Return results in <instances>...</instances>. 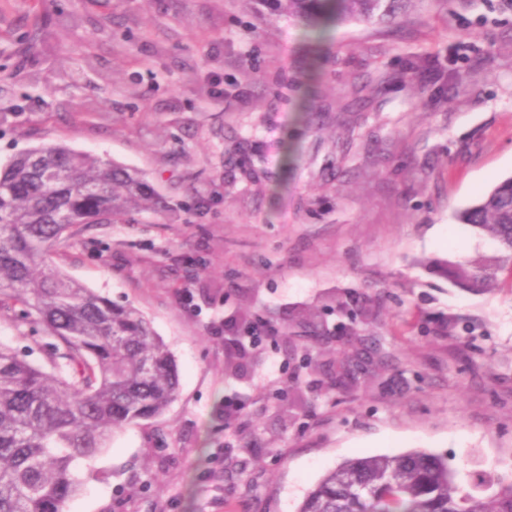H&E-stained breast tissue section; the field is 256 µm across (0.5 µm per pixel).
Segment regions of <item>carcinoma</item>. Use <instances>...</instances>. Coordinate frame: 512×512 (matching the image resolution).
<instances>
[{"instance_id": "carcinoma-1", "label": "carcinoma", "mask_w": 512, "mask_h": 512, "mask_svg": "<svg viewBox=\"0 0 512 512\" xmlns=\"http://www.w3.org/2000/svg\"><path fill=\"white\" fill-rule=\"evenodd\" d=\"M309 26L393 21L415 0H263ZM142 176L99 156L49 144L0 168V316L21 310L55 337L52 371L0 344V512H64L80 490L76 460L93 467L112 434L161 415L177 398L176 366L144 314L68 278L53 261L72 228L156 209ZM457 223L496 250L433 272L465 291L512 277V178ZM299 512H512V480L477 495L447 460L416 450L363 456L328 472Z\"/></svg>"}]
</instances>
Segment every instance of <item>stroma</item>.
Masks as SVG:
<instances>
[{
  "label": "stroma",
  "mask_w": 512,
  "mask_h": 512,
  "mask_svg": "<svg viewBox=\"0 0 512 512\" xmlns=\"http://www.w3.org/2000/svg\"><path fill=\"white\" fill-rule=\"evenodd\" d=\"M46 144L158 197L58 263L138 308L180 380L76 464L67 512H298L344 461L412 450L475 493L512 479V287L426 267L495 248L454 215L512 176V0L321 34L258 0H0V165ZM340 299L378 303L361 335ZM300 307L329 335H296ZM244 310L269 334L243 346ZM54 343L0 317L34 365Z\"/></svg>",
  "instance_id": "stroma-1"
}]
</instances>
